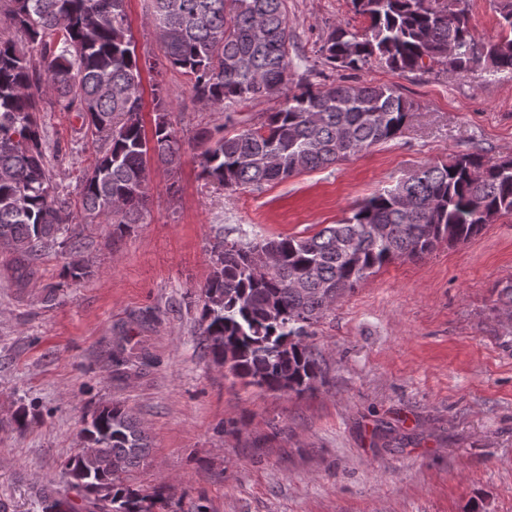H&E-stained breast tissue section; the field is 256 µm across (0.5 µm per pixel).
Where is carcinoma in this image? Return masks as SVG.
Returning <instances> with one entry per match:
<instances>
[{"label": "carcinoma", "instance_id": "obj_1", "mask_svg": "<svg viewBox=\"0 0 512 512\" xmlns=\"http://www.w3.org/2000/svg\"><path fill=\"white\" fill-rule=\"evenodd\" d=\"M19 42L0 32V248L12 275L27 280L43 259L64 252L63 276L90 270L72 228L104 218L113 233L144 223L145 175L154 160L173 171L182 144L166 120L167 99L153 85L157 112L146 134L142 106L127 96L141 82L126 0H4ZM170 66L188 77L193 96L213 107L280 100L265 121L230 134L204 131L201 176L225 188L282 182L325 169L396 138L413 105L385 84L302 79L294 67L287 0H148ZM368 25L336 26L320 47L337 69L369 63L425 71L512 74V0L500 9L501 32L482 42L469 0H351ZM72 112L102 144L79 178L82 211L73 212L53 181L37 112L44 98ZM512 215V156L479 152L425 165L360 205L351 217L308 237H243L213 246V271L202 289L200 343L213 362L246 385L300 394L322 375L309 344L331 305L383 266L422 259L440 246L465 243L486 223L477 210ZM305 285L292 288L293 280ZM96 451L70 457L66 488L37 496L39 512H150L166 487L150 495L121 475L147 465L150 441L140 420L119 404L98 409L81 430Z\"/></svg>", "mask_w": 512, "mask_h": 512}]
</instances>
